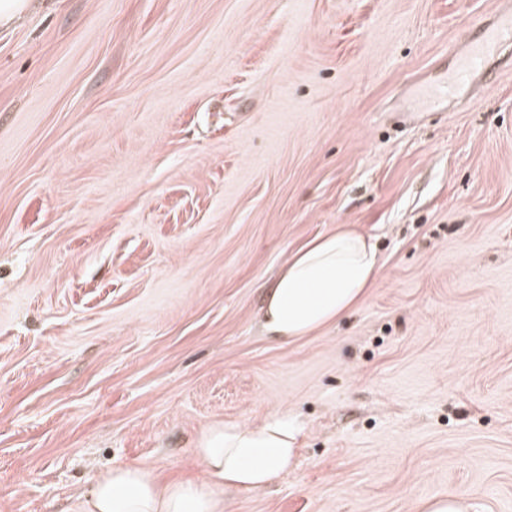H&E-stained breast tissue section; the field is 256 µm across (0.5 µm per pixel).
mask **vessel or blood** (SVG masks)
Returning a JSON list of instances; mask_svg holds the SVG:
<instances>
[{"label": "vessel or blood", "instance_id": "obj_1", "mask_svg": "<svg viewBox=\"0 0 512 512\" xmlns=\"http://www.w3.org/2000/svg\"><path fill=\"white\" fill-rule=\"evenodd\" d=\"M494 24L482 37L469 39L457 57L453 85H460L467 77L485 69L488 61L512 48V7L498 10Z\"/></svg>", "mask_w": 512, "mask_h": 512}]
</instances>
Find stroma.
Segmentation results:
<instances>
[{
    "label": "stroma",
    "instance_id": "1",
    "mask_svg": "<svg viewBox=\"0 0 512 512\" xmlns=\"http://www.w3.org/2000/svg\"><path fill=\"white\" fill-rule=\"evenodd\" d=\"M499 0H43L0 27V512L99 471L199 476L286 415L235 512H512V66L452 54ZM355 224L379 277L285 343L263 295ZM469 504L460 495L436 496L418 499L414 502L413 512H468Z\"/></svg>",
    "mask_w": 512,
    "mask_h": 512
}]
</instances>
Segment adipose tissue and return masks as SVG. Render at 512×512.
Instances as JSON below:
<instances>
[{"label": "adipose tissue", "instance_id": "ef3b65f1", "mask_svg": "<svg viewBox=\"0 0 512 512\" xmlns=\"http://www.w3.org/2000/svg\"><path fill=\"white\" fill-rule=\"evenodd\" d=\"M378 271L376 246L356 225L317 237L267 288L266 334L287 341L336 322L362 301ZM297 451L296 432L279 414L258 423L217 422L192 450L201 477L163 481L139 464L117 466L98 473L68 512H228L227 493L266 490L294 467Z\"/></svg>", "mask_w": 512, "mask_h": 512}]
</instances>
